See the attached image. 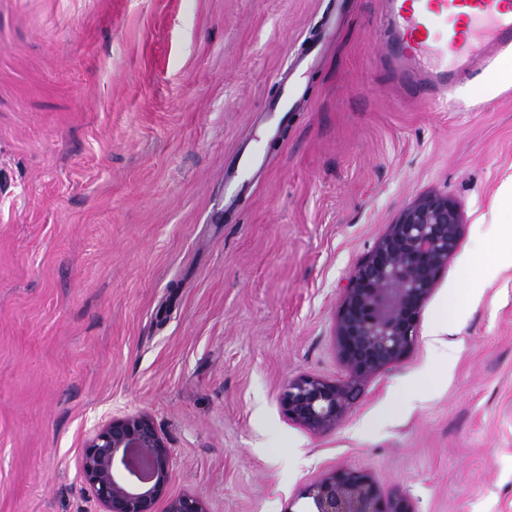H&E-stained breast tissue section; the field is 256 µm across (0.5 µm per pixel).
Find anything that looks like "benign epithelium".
I'll return each mask as SVG.
<instances>
[{
  "instance_id": "obj_1",
  "label": "benign epithelium",
  "mask_w": 512,
  "mask_h": 512,
  "mask_svg": "<svg viewBox=\"0 0 512 512\" xmlns=\"http://www.w3.org/2000/svg\"><path fill=\"white\" fill-rule=\"evenodd\" d=\"M465 233L462 210L432 191L407 205L340 288L335 343L348 370L341 382L302 375L280 405L288 420L314 432L342 422L366 384L414 348L421 313ZM172 454L143 413L114 416L86 439L80 476L102 512H207L194 495L170 496ZM310 512H415L402 493H383L366 472L339 467L309 485Z\"/></svg>"
}]
</instances>
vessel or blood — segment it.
I'll list each match as a JSON object with an SVG mask.
<instances>
[{
    "label": "vessel or blood",
    "mask_w": 512,
    "mask_h": 512,
    "mask_svg": "<svg viewBox=\"0 0 512 512\" xmlns=\"http://www.w3.org/2000/svg\"><path fill=\"white\" fill-rule=\"evenodd\" d=\"M378 32L385 63L409 95L442 100L453 112L467 81L512 60V0H386ZM258 163L257 153H241L226 185Z\"/></svg>",
    "instance_id": "vessel-or-blood-1"
}]
</instances>
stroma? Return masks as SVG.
I'll list each match as a JSON object with an SVG mask.
<instances>
[{
    "mask_svg": "<svg viewBox=\"0 0 512 512\" xmlns=\"http://www.w3.org/2000/svg\"><path fill=\"white\" fill-rule=\"evenodd\" d=\"M382 8L0 0V512H100L81 449L135 412L172 452L169 495L208 512H306L305 488L340 466L416 512H512V262L494 223L512 82L474 77L477 112L415 103L378 60ZM284 81L301 98L278 129ZM255 146L225 206L224 169ZM432 190L466 227L414 349L335 430L288 421V380L346 376L341 284ZM478 250L489 275L472 294ZM405 388L419 406L391 412Z\"/></svg>",
    "mask_w": 512,
    "mask_h": 512,
    "instance_id": "obj_1",
    "label": "stroma"
}]
</instances>
